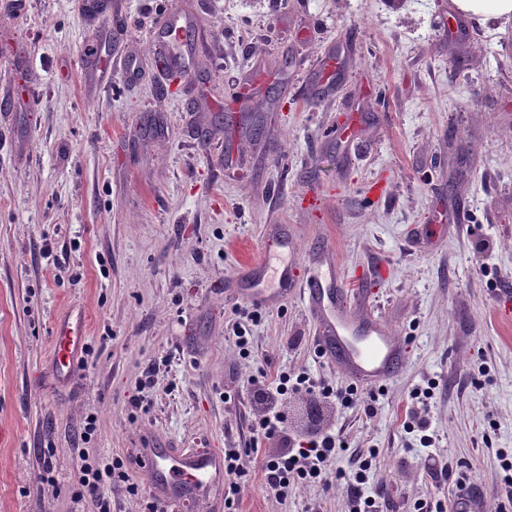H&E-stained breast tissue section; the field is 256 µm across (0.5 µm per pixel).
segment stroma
<instances>
[{
	"instance_id": "stroma-1",
	"label": "stroma",
	"mask_w": 512,
	"mask_h": 512,
	"mask_svg": "<svg viewBox=\"0 0 512 512\" xmlns=\"http://www.w3.org/2000/svg\"><path fill=\"white\" fill-rule=\"evenodd\" d=\"M172 15L188 37L160 32ZM175 65L191 77L177 90ZM274 224L299 271L335 262L342 307L407 360L373 413L323 399L321 430L345 445L334 493L277 498L257 460L237 512H348L371 448L361 491L380 512L447 510L441 470L459 465L485 512H504L512 14L486 21L461 0H0V512H96L69 488L87 453L306 442L291 408L307 393L277 402L268 439L251 379L305 372L341 391L353 376L316 352L322 325L298 295L248 300L244 264L284 253ZM71 306L87 338L57 389ZM146 380L148 405H129Z\"/></svg>"
}]
</instances>
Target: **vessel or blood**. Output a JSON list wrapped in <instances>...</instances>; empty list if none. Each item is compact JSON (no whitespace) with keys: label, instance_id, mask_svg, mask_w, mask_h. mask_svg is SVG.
Returning a JSON list of instances; mask_svg holds the SVG:
<instances>
[{"label":"vessel or blood","instance_id":"b4317fda","mask_svg":"<svg viewBox=\"0 0 512 512\" xmlns=\"http://www.w3.org/2000/svg\"><path fill=\"white\" fill-rule=\"evenodd\" d=\"M322 270H310L297 281L291 267L279 274L280 291L302 295L319 317L323 333L317 339L324 355L338 359L360 381L370 387L387 383L403 367L407 356L403 346L383 330L358 333L331 312L329 293L322 286ZM87 332L84 312L66 315L55 326V370L59 382L73 374L83 351ZM140 472L149 479L153 494L162 495L164 506L179 505L186 495L222 485L224 464L220 456L181 448H151L140 460Z\"/></svg>","mask_w":512,"mask_h":512}]
</instances>
